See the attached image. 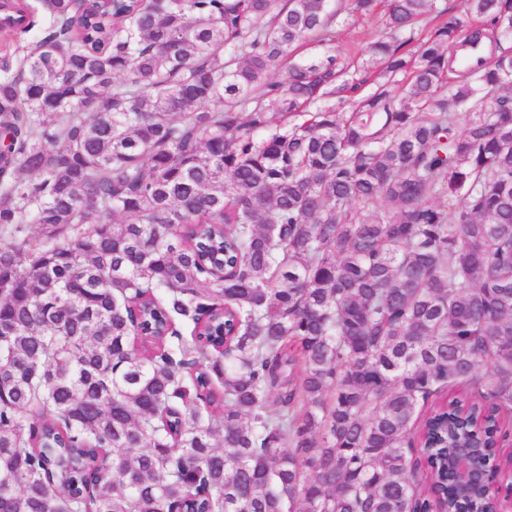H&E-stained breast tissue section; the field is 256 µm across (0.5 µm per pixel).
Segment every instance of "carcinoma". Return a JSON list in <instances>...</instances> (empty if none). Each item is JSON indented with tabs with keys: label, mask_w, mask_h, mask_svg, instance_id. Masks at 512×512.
I'll return each mask as SVG.
<instances>
[{
	"label": "carcinoma",
	"mask_w": 512,
	"mask_h": 512,
	"mask_svg": "<svg viewBox=\"0 0 512 512\" xmlns=\"http://www.w3.org/2000/svg\"><path fill=\"white\" fill-rule=\"evenodd\" d=\"M437 2L39 0L0 512H494L449 460L512 464V0ZM344 12L383 33L336 51Z\"/></svg>",
	"instance_id": "carcinoma-1"
}]
</instances>
